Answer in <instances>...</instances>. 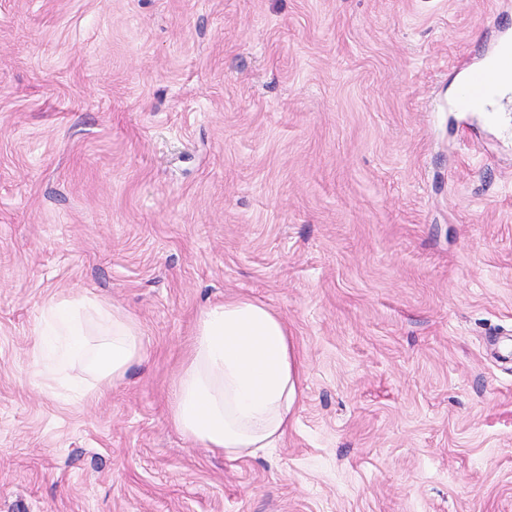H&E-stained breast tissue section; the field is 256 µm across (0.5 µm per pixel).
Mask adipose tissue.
<instances>
[{
	"mask_svg": "<svg viewBox=\"0 0 512 512\" xmlns=\"http://www.w3.org/2000/svg\"><path fill=\"white\" fill-rule=\"evenodd\" d=\"M33 344L35 373L72 402L103 393L143 355L137 321L85 294L48 303ZM302 367L285 319L235 296L201 310L175 380L170 418L190 442L226 458H259L279 447L299 397Z\"/></svg>",
	"mask_w": 512,
	"mask_h": 512,
	"instance_id": "1",
	"label": "adipose tissue"
}]
</instances>
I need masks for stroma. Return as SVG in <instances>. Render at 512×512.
Here are the masks:
<instances>
[{
  "label": "stroma",
  "instance_id": "35a3bbf8",
  "mask_svg": "<svg viewBox=\"0 0 512 512\" xmlns=\"http://www.w3.org/2000/svg\"><path fill=\"white\" fill-rule=\"evenodd\" d=\"M512 0H0V512H512V113L462 69ZM144 354L73 404L55 298ZM288 322L279 448L225 458L169 404L200 311Z\"/></svg>",
  "mask_w": 512,
  "mask_h": 512
}]
</instances>
